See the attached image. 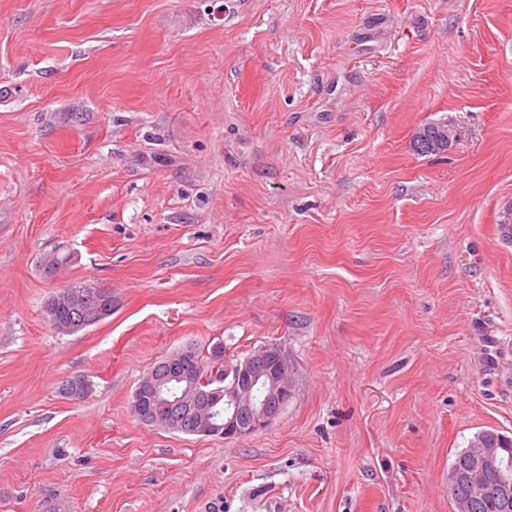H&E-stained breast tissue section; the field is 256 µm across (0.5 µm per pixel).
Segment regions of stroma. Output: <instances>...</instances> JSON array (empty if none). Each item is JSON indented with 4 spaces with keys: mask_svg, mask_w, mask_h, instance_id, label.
I'll return each mask as SVG.
<instances>
[{
    "mask_svg": "<svg viewBox=\"0 0 512 512\" xmlns=\"http://www.w3.org/2000/svg\"><path fill=\"white\" fill-rule=\"evenodd\" d=\"M510 204L512 0H0V512H454L512 437ZM78 281L112 314L57 333ZM217 343L287 355L268 428L133 415Z\"/></svg>",
    "mask_w": 512,
    "mask_h": 512,
    "instance_id": "35a3bbf8",
    "label": "stroma"
}]
</instances>
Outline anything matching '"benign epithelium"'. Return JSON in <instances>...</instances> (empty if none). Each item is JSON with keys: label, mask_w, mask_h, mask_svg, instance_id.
Instances as JSON below:
<instances>
[{"label": "benign epithelium", "mask_w": 512, "mask_h": 512, "mask_svg": "<svg viewBox=\"0 0 512 512\" xmlns=\"http://www.w3.org/2000/svg\"><path fill=\"white\" fill-rule=\"evenodd\" d=\"M163 379L148 374L134 393L136 406L144 397L156 398ZM227 401L224 421L211 416L214 396ZM293 395V383L288 372V359L275 344H264L244 358L224 368V375L214 379L201 397L189 388L179 395L178 403L191 401L196 407L195 433L235 439L255 434L271 425ZM458 484L467 489V496L454 499L458 512H468L473 505L492 493L498 499L501 512H512V460L505 457L494 442L481 440L470 453L463 470L448 471V488Z\"/></svg>", "instance_id": "benign-epithelium-1"}]
</instances>
